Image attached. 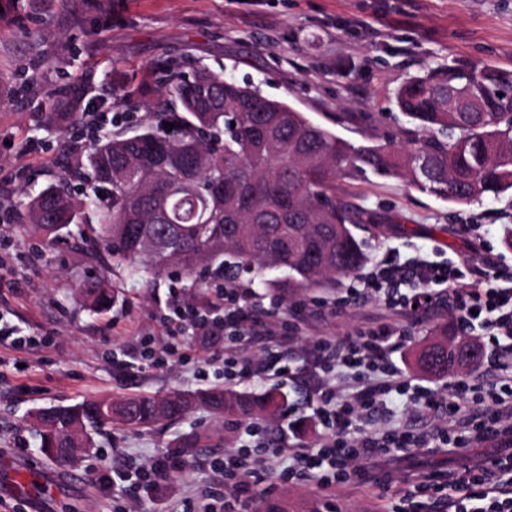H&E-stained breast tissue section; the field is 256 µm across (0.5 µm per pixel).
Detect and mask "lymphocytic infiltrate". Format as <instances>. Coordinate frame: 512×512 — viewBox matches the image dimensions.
<instances>
[{"label": "lymphocytic infiltrate", "mask_w": 512, "mask_h": 512, "mask_svg": "<svg viewBox=\"0 0 512 512\" xmlns=\"http://www.w3.org/2000/svg\"><path fill=\"white\" fill-rule=\"evenodd\" d=\"M468 274L463 263L452 266L428 258L394 255L361 277L360 287L350 289L349 294L371 295L390 307L411 313L428 311L441 300H454L462 329L481 328L489 339L485 364L500 370L512 367V285L472 282ZM408 283L413 285L414 294L402 292V285ZM261 311L253 287L242 282L225 290L218 315L202 313L198 307L177 301L167 319L189 323L199 336L223 337L224 377L237 380L261 369L259 363L238 355L246 333L258 325ZM405 338V329L393 323L353 338L326 339L316 347L318 366L323 372L332 373L340 366L385 364ZM405 391V384L393 380L363 388L348 401L335 388L319 390L311 409L326 429L324 439L315 448L292 449L287 466L280 471L282 481L325 488L354 476L363 480L367 474L356 468L358 459L374 457L383 448L401 452L418 447L419 439L409 433L364 435L355 422L356 410L375 412L380 404ZM490 398L494 404L490 414L478 420L461 418L455 439H448L443 432L437 438L458 447L477 440H495L499 443L496 453L464 468L444 485L431 489L418 486V493L425 496L418 504L420 512H512V384L492 390ZM213 467L224 474V490L203 493L197 502L198 512H214L218 506L224 512H238L267 480L264 459L247 449L214 460Z\"/></svg>", "instance_id": "1"}]
</instances>
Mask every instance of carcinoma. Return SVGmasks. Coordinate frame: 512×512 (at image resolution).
Instances as JSON below:
<instances>
[{
	"instance_id": "obj_1",
	"label": "carcinoma",
	"mask_w": 512,
	"mask_h": 512,
	"mask_svg": "<svg viewBox=\"0 0 512 512\" xmlns=\"http://www.w3.org/2000/svg\"><path fill=\"white\" fill-rule=\"evenodd\" d=\"M131 94L148 100L142 131L90 140L86 159L25 202L23 220L49 240L71 224H95L113 265L142 279L179 272L190 280L191 301L224 297L198 276L203 269L230 283L251 274L289 303L360 271L370 260L356 233L364 213L336 197L340 177L400 176L456 205L512 193L511 71L440 64L405 81L397 107L422 135L403 148L356 146L288 103L207 68L173 69L163 83L139 84ZM61 96L64 108L53 109L54 119L83 122L81 89ZM82 176L92 190L74 195L69 182ZM272 269L284 276L265 278ZM82 292L95 311L114 302L99 284ZM416 361L438 377L475 370L459 361L445 334L424 345ZM284 403L274 391L217 386L48 407L36 414L40 451L67 465L92 447L83 433L88 425L138 429L198 407L220 420H274Z\"/></svg>"
}]
</instances>
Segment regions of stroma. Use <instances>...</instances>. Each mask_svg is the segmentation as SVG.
I'll return each instance as SVG.
<instances>
[{
    "label": "stroma",
    "mask_w": 512,
    "mask_h": 512,
    "mask_svg": "<svg viewBox=\"0 0 512 512\" xmlns=\"http://www.w3.org/2000/svg\"><path fill=\"white\" fill-rule=\"evenodd\" d=\"M512 71V0H0V212L22 213L25 195L58 182L68 148L86 144V129H60L45 109L60 90L80 83L88 112L112 117L116 133H133L146 114L130 90L165 80L167 68L207 67L263 95L286 100L310 120L357 145H404L414 126L395 105L408 78L440 64ZM337 194L368 216L371 263L401 257L469 260L474 278L493 268L512 279V196L458 206L410 186L406 179L373 173L338 180ZM90 225H70L46 242L32 225L0 223V326L14 343L0 344V512H183L186 501L222 484L214 459L257 447L246 425L219 422L198 410L180 422L142 430L105 425L91 430L94 457L72 466L40 451L36 413L133 394L197 391L223 385L224 344L205 347L188 325H162L184 279L162 273L151 282L112 268L102 245L82 240ZM98 281L115 293L113 306L90 312L80 294ZM352 278L334 290L300 298L302 321L274 336H253L244 357L281 355L282 367L233 381L241 391L287 393L288 405L270 425L282 449L317 445L324 428L307 404L323 382L343 392L373 382L371 372L345 370L331 379L303 370L302 357L320 338L357 334L384 322L408 331L392 356L400 381L439 395L452 378L420 372L416 348L441 332L481 340L480 330L458 331L457 310L439 306L414 320L368 297L346 304ZM182 347L166 356L172 340ZM307 428H297L298 419ZM358 422L365 431L402 429L414 435L448 428L440 412L401 401ZM199 439L182 447L184 437ZM494 452L489 442L446 448H413L406 460L362 461L377 482L350 479L329 489L282 484L252 499L247 512H265L286 500L290 512H416L410 491L433 470L455 469L464 459ZM160 460L168 474L155 477L139 497L108 479L115 470L142 473ZM48 475L52 493L40 498L7 492L12 463Z\"/></svg>",
    "instance_id": "35a3bbf8"
}]
</instances>
